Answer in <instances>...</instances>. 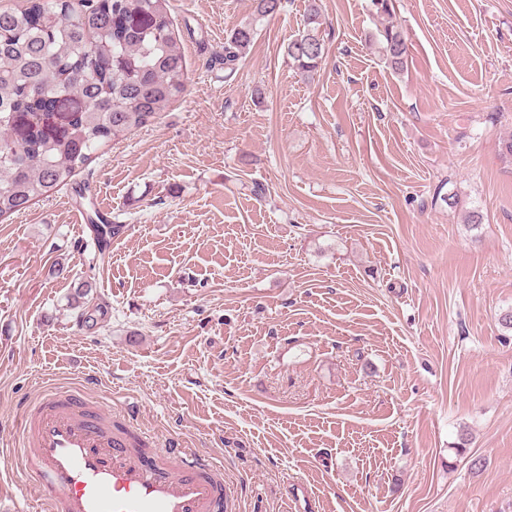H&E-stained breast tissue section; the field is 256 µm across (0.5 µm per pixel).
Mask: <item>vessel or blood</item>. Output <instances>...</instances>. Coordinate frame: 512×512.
<instances>
[{
	"mask_svg": "<svg viewBox=\"0 0 512 512\" xmlns=\"http://www.w3.org/2000/svg\"><path fill=\"white\" fill-rule=\"evenodd\" d=\"M19 445L46 512H229L223 466L154 448L78 391L28 406Z\"/></svg>",
	"mask_w": 512,
	"mask_h": 512,
	"instance_id": "b4317fda",
	"label": "vessel or blood"
}]
</instances>
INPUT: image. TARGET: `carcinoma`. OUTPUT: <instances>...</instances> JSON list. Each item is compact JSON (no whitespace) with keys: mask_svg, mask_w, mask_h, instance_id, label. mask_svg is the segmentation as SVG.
<instances>
[{"mask_svg":"<svg viewBox=\"0 0 512 512\" xmlns=\"http://www.w3.org/2000/svg\"><path fill=\"white\" fill-rule=\"evenodd\" d=\"M254 19L235 27L211 64L234 72L256 34L284 0H254ZM320 0H308L302 31L284 53L299 73L312 76L327 58ZM387 65H406L402 31H380ZM188 79L168 0H38L23 10L0 11V219L26 211L35 200L68 184L97 151L145 127L177 100ZM83 107L69 113V133L48 135L29 125L13 139V113ZM99 249L120 235L121 224H91Z\"/></svg>","mask_w":512,"mask_h":512,"instance_id":"1","label":"carcinoma"}]
</instances>
